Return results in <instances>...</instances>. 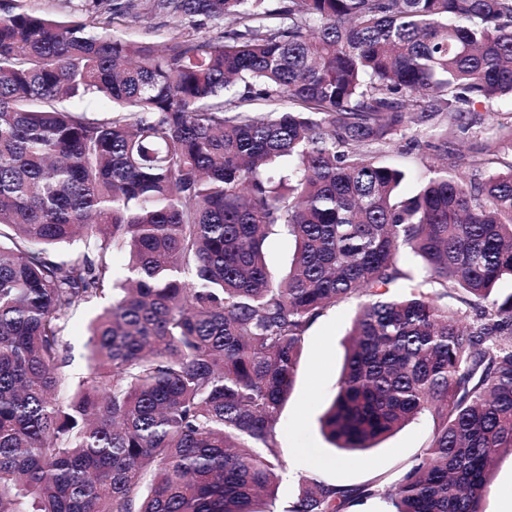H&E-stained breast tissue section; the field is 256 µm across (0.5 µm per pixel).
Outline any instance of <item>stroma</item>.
Instances as JSON below:
<instances>
[{
	"label": "stroma",
	"mask_w": 512,
	"mask_h": 512,
	"mask_svg": "<svg viewBox=\"0 0 512 512\" xmlns=\"http://www.w3.org/2000/svg\"><path fill=\"white\" fill-rule=\"evenodd\" d=\"M219 31V25L210 21L193 26L180 16L141 8L113 28L115 36L143 45L163 44L180 32L201 39L214 36ZM511 113L510 99H501L489 106L477 105L474 117L478 130L482 132L481 137L490 136L494 125ZM481 137L469 134L460 137V155L455 165L457 174L463 179L474 176L470 157L479 146ZM357 309V300L339 303L307 333L294 385L277 423L281 456L286 466L278 489L277 507L285 506L297 480L303 476L315 475L338 485L391 484L432 438L433 419L423 415L383 439L370 450L367 461L343 463L337 459V450L323 436L320 419L336 394L346 334ZM97 310L94 304L80 305L70 313L64 330L71 344L69 370L77 378L88 373L86 325ZM511 506L512 455H505L494 469L483 508L485 512H507Z\"/></svg>",
	"instance_id": "1"
}]
</instances>
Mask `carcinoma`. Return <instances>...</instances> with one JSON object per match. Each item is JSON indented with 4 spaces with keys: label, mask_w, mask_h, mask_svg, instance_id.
Wrapping results in <instances>:
<instances>
[{
    "label": "carcinoma",
    "mask_w": 512,
    "mask_h": 512,
    "mask_svg": "<svg viewBox=\"0 0 512 512\" xmlns=\"http://www.w3.org/2000/svg\"><path fill=\"white\" fill-rule=\"evenodd\" d=\"M134 7L0 0V512H275L306 333L353 297L325 439L355 462L437 425L394 483L305 476L284 512H482L512 452V168L488 170L512 116L480 181L441 163L404 195L380 157L423 127L454 159L471 107L512 98V0H149L233 24L160 46L113 37ZM102 300L76 381L66 317ZM30 8L69 20L83 21L87 14L82 11L84 0H26ZM294 252V244L288 235H272L265 249V259L272 274L280 275L288 269Z\"/></svg>",
    "instance_id": "carcinoma-1"
}]
</instances>
